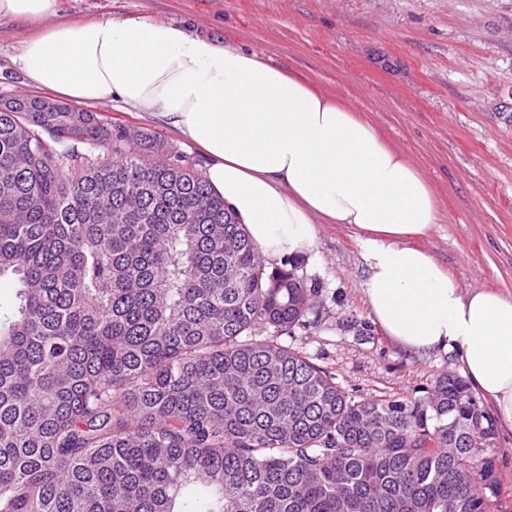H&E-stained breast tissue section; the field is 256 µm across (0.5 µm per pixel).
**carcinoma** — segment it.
Masks as SVG:
<instances>
[{"label":"carcinoma","mask_w":512,"mask_h":512,"mask_svg":"<svg viewBox=\"0 0 512 512\" xmlns=\"http://www.w3.org/2000/svg\"><path fill=\"white\" fill-rule=\"evenodd\" d=\"M6 276L0 512H495V429L466 382L358 397L261 337L314 324L320 286L267 271L159 136L0 111Z\"/></svg>","instance_id":"carcinoma-1"}]
</instances>
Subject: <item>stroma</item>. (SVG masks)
Segmentation results:
<instances>
[{
  "label": "stroma",
  "mask_w": 512,
  "mask_h": 512,
  "mask_svg": "<svg viewBox=\"0 0 512 512\" xmlns=\"http://www.w3.org/2000/svg\"><path fill=\"white\" fill-rule=\"evenodd\" d=\"M175 22L218 44L255 51L360 111L434 187L440 222L422 246L462 289L512 293V0H60V19ZM29 28L0 19V93L38 95L16 58ZM105 121L196 148L171 127L119 102ZM317 248L292 258L318 281L317 322L282 335L364 397L410 399L456 353L414 355L389 340L364 301L365 267L353 231L318 227ZM497 512H512V438L495 435Z\"/></svg>",
  "instance_id": "35a3bbf8"
}]
</instances>
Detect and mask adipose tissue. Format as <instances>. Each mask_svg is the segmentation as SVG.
<instances>
[{"label": "adipose tissue", "mask_w": 512, "mask_h": 512, "mask_svg": "<svg viewBox=\"0 0 512 512\" xmlns=\"http://www.w3.org/2000/svg\"><path fill=\"white\" fill-rule=\"evenodd\" d=\"M59 0H0V18L40 24L23 45L28 80L85 104L120 101L174 128L207 158L206 178L262 256L313 252L322 224L355 233L366 305L402 349L457 353L512 436V295L457 287L421 246L439 220L430 182L341 100L256 52L172 22L46 26Z\"/></svg>", "instance_id": "adipose-tissue-1"}]
</instances>
